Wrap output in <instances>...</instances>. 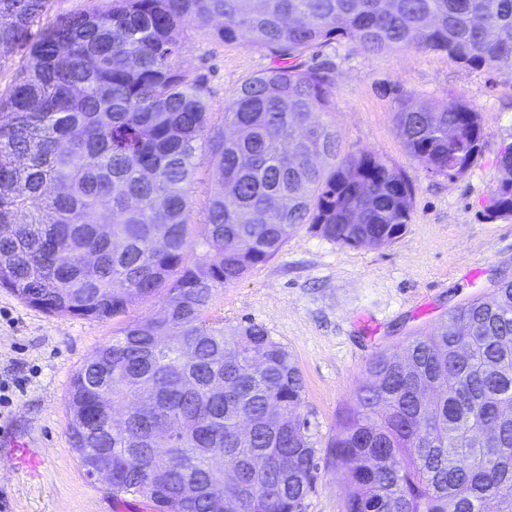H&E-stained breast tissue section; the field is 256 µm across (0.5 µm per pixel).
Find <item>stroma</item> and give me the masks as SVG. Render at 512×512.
I'll return each mask as SVG.
<instances>
[{"label":"stroma","instance_id":"35a3bbf8","mask_svg":"<svg viewBox=\"0 0 512 512\" xmlns=\"http://www.w3.org/2000/svg\"><path fill=\"white\" fill-rule=\"evenodd\" d=\"M302 61L329 74L342 152H372L413 180L410 221L392 243L359 248L301 226L271 261L220 289L211 315L261 324L292 354L317 462L302 512H343L346 470L330 442L370 360L403 353L410 335L512 280V218L489 212L499 154L512 145V76L431 50L369 56L342 40L315 46ZM180 62L189 74H205L217 115L237 86L276 64L247 41L222 45L192 31L183 34ZM458 97L480 115L482 148L463 175L427 174L408 155L395 114L410 99ZM121 322L49 314L0 288V383L10 397L0 405V427L42 458L38 477L17 475L9 444L0 442V512H111L114 497L86 477L72 449L67 400L75 372Z\"/></svg>","mask_w":512,"mask_h":512}]
</instances>
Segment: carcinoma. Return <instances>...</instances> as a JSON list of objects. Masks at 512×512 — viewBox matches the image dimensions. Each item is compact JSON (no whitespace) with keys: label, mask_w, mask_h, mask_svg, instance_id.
<instances>
[{"label":"carcinoma","mask_w":512,"mask_h":512,"mask_svg":"<svg viewBox=\"0 0 512 512\" xmlns=\"http://www.w3.org/2000/svg\"><path fill=\"white\" fill-rule=\"evenodd\" d=\"M52 0H0V287L51 314L122 317L73 376L72 446L112 457V495L150 490L157 512H301L317 470L300 419L303 380L261 324L210 317L219 289L273 259L301 224L343 247L383 246L410 219L413 186L364 150L340 155L328 78L299 63L332 39L376 54L444 51L512 75V0H99L32 34ZM280 61L244 81L211 125L179 35ZM409 156L454 178L482 147L455 99L396 115ZM221 190L191 223L198 154ZM491 209L512 218V147ZM86 253L94 267L81 265ZM370 380L329 447L347 470L344 512H512V281L409 337ZM150 393L121 425L104 416ZM168 446L171 456L152 449ZM224 452L226 470L205 464ZM224 481L221 509L210 488Z\"/></svg>","instance_id":"1"}]
</instances>
